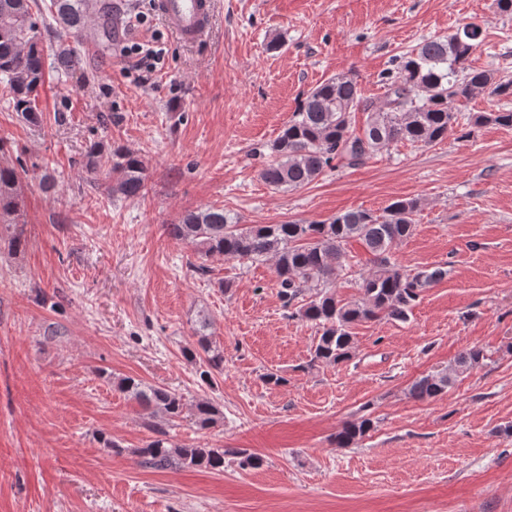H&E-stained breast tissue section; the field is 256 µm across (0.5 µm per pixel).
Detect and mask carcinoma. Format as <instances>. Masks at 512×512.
<instances>
[{
	"label": "carcinoma",
	"instance_id": "1",
	"mask_svg": "<svg viewBox=\"0 0 512 512\" xmlns=\"http://www.w3.org/2000/svg\"><path fill=\"white\" fill-rule=\"evenodd\" d=\"M87 2L50 0L42 6L38 0H0V94L33 125L41 121L37 98L46 69L66 73L83 62L80 53L69 47L51 56L45 53L43 12L62 28L80 31L90 17ZM479 35L478 28L464 26L422 40L399 57L396 72L380 80L381 94L374 98L363 96L353 77L336 76L319 83L306 93L271 144L277 160L261 168L260 178L275 190H294L313 182L335 162L356 166L393 144H437L463 126L512 127L511 109L468 114L461 110L462 103L480 95L512 98V80L468 64ZM360 111L367 113V119L358 133L352 127V114ZM110 157V171L118 174L111 192L125 199L143 196L146 166L141 157L119 144L112 146ZM20 181L16 168L0 164V225L13 229L11 240L17 251L24 243L18 229ZM418 209V201L399 199L379 213L352 210L328 222L242 225L224 210L208 207L186 213L180 223L166 225V232L205 256L274 261L279 295L287 306L303 298L306 289H318L298 306L296 314L319 328L312 362L339 364L351 356L356 325L380 319L407 321L423 290L447 275L442 267L409 273L391 261L392 249L413 234ZM352 239L360 241L371 255L372 268L362 278L360 297L343 302L336 299L332 280L347 261L343 245ZM206 330L207 324H201L195 343L184 349V356L198 362L199 378L211 384L214 375L224 370V351ZM485 359L483 349L470 348L459 354L451 372L415 379L408 395L415 400L436 398L447 392L452 373L473 369ZM118 388L144 410L161 413L171 421L181 417L186 408L183 395L165 387L126 377L118 382ZM192 410L202 429L221 418L220 409L207 398L196 399ZM372 428V419L363 415L347 423L336 442L347 446ZM132 454L141 466L157 470L181 467L220 472L228 454L239 458L243 470L262 464L259 456L246 449L178 444L163 430Z\"/></svg>",
	"mask_w": 512,
	"mask_h": 512
}]
</instances>
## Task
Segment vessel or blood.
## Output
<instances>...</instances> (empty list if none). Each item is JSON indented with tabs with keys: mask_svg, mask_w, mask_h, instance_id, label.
<instances>
[{
	"mask_svg": "<svg viewBox=\"0 0 512 512\" xmlns=\"http://www.w3.org/2000/svg\"><path fill=\"white\" fill-rule=\"evenodd\" d=\"M153 4L178 39L189 44L207 40L217 0H153Z\"/></svg>",
	"mask_w": 512,
	"mask_h": 512,
	"instance_id": "b4317fda",
	"label": "vessel or blood"
}]
</instances>
